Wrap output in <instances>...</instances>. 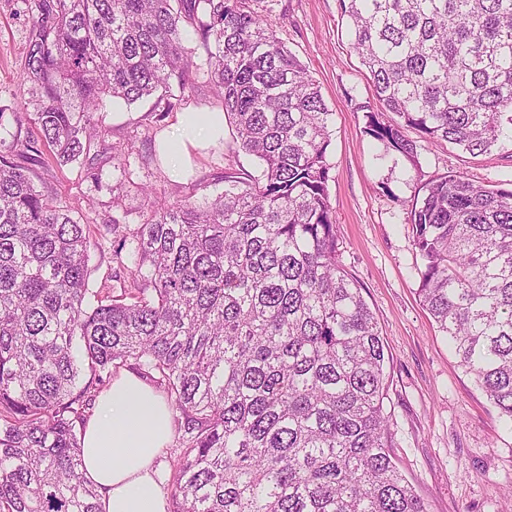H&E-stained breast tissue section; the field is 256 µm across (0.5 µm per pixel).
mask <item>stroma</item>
<instances>
[{"instance_id": "35a3bbf8", "label": "stroma", "mask_w": 512, "mask_h": 512, "mask_svg": "<svg viewBox=\"0 0 512 512\" xmlns=\"http://www.w3.org/2000/svg\"><path fill=\"white\" fill-rule=\"evenodd\" d=\"M270 20L278 37L308 68L333 112L329 186L336 214L340 260L358 280L386 344L387 407L395 434L394 460L427 512H512V429L459 366L418 295L421 259L407 211L415 190L446 172L496 189L512 181V142L477 157L450 143H422L416 160L386 149L364 131L360 103L373 91L352 52L338 0H273ZM28 0H0V138L16 131L13 113L24 98L20 81L28 48ZM102 133L77 162L44 170L33 165L39 189L71 209L92 230L91 287L112 268L111 223L137 224L143 187L170 201L195 200L223 190L226 144L192 157L182 178L159 158L158 139L171 115L153 100L107 104ZM122 185L120 207L112 188Z\"/></svg>"}]
</instances>
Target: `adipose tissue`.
Wrapping results in <instances>:
<instances>
[{
	"mask_svg": "<svg viewBox=\"0 0 512 512\" xmlns=\"http://www.w3.org/2000/svg\"><path fill=\"white\" fill-rule=\"evenodd\" d=\"M180 138L161 142L172 176H183L195 151L223 139L220 112H179ZM172 434L167 402L136 373L114 378L83 434V474L96 487L100 512H167L157 458Z\"/></svg>",
	"mask_w": 512,
	"mask_h": 512,
	"instance_id": "obj_1",
	"label": "adipose tissue"
}]
</instances>
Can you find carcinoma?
<instances>
[{
    "label": "carcinoma",
    "instance_id": "cac0c4a2",
    "mask_svg": "<svg viewBox=\"0 0 512 512\" xmlns=\"http://www.w3.org/2000/svg\"><path fill=\"white\" fill-rule=\"evenodd\" d=\"M267 2L33 0L14 117L37 137L0 155V512H99L82 434L123 367L179 412L170 512H426L393 461L378 322L339 260L333 112ZM339 6L374 140L408 159L413 130L474 157L512 140V0ZM189 31L233 127L224 192L112 225L92 288L90 225L14 158L77 160L108 100L169 112L193 88ZM419 191V296L512 427V187L450 172Z\"/></svg>",
    "mask_w": 512,
    "mask_h": 512
}]
</instances>
